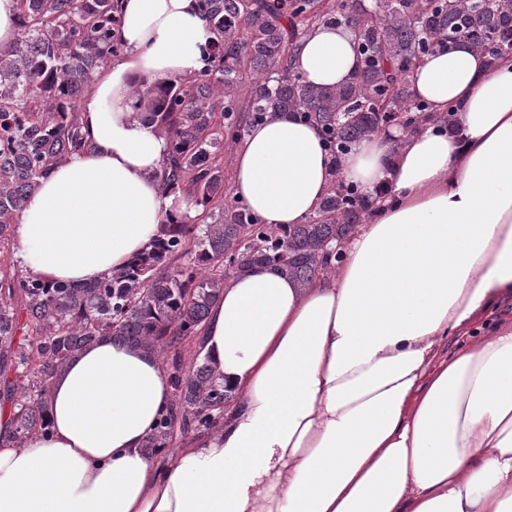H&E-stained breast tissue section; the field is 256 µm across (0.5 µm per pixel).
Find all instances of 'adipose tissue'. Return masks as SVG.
<instances>
[{
    "mask_svg": "<svg viewBox=\"0 0 512 512\" xmlns=\"http://www.w3.org/2000/svg\"><path fill=\"white\" fill-rule=\"evenodd\" d=\"M121 37L81 112L91 150L13 226L15 260L48 282L103 279L196 214L163 189L168 141L133 89L201 75L213 35L196 0H121ZM359 67L352 31L326 24L291 62L318 86ZM409 84L435 120L342 157L290 115L238 142L234 197L271 226L305 223L338 178L390 193L309 287L266 265L227 282L200 332L231 396L218 427L145 455L167 369L101 338L54 379L47 435L16 446L0 407V512H512V319L472 334L512 300V58L488 66L457 39Z\"/></svg>",
    "mask_w": 512,
    "mask_h": 512,
    "instance_id": "adipose-tissue-1",
    "label": "adipose tissue"
}]
</instances>
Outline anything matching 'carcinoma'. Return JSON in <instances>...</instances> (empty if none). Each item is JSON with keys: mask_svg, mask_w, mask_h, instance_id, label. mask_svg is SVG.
Returning a JSON list of instances; mask_svg holds the SVG:
<instances>
[{"mask_svg": "<svg viewBox=\"0 0 512 512\" xmlns=\"http://www.w3.org/2000/svg\"><path fill=\"white\" fill-rule=\"evenodd\" d=\"M19 33L0 50V253L13 225L53 165L92 149L79 113L91 75L122 50L119 0H17ZM214 35V64L192 81L172 78L136 90L148 120L167 136L160 179L202 208L199 222L172 220L124 267L89 283L51 284L0 262V400L10 404L13 438L49 432L53 379L102 337L143 348L166 363L172 402L144 443L156 457L177 434L212 432L230 396L202 351L200 331L227 281L270 265L306 288L329 266L327 246L343 242L371 206L341 180L303 224L272 228L245 205L224 202V142L243 121L291 115L315 124L325 146L346 154L380 127L406 131L425 118L409 74L448 39H466L489 64L512 56V0H197ZM319 23L356 35L361 68L344 86H316L284 61ZM257 81L238 115L239 75ZM195 344L190 360L181 348Z\"/></svg>", "mask_w": 512, "mask_h": 512, "instance_id": "1", "label": "carcinoma"}]
</instances>
